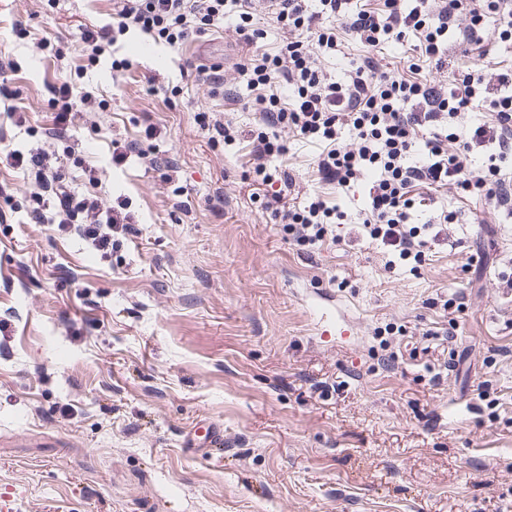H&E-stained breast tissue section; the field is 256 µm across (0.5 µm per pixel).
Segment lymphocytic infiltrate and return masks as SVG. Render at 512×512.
Listing matches in <instances>:
<instances>
[{
  "label": "lymphocytic infiltrate",
  "mask_w": 512,
  "mask_h": 512,
  "mask_svg": "<svg viewBox=\"0 0 512 512\" xmlns=\"http://www.w3.org/2000/svg\"><path fill=\"white\" fill-rule=\"evenodd\" d=\"M267 2L289 33L276 54L262 48L253 0H123L115 21L80 28L78 37L94 65L130 30L173 47L234 15L237 33L252 48L236 72L257 93L259 119L249 132L253 171L262 182L280 183L263 207L302 250L338 240L348 215L317 196L287 205L296 181L289 172L276 175L270 168L286 150L278 135L282 129L320 144L316 165L323 182L343 189L366 181V206L356 222L398 263L422 266L425 233L459 221L456 212L435 207L434 190L479 198L499 223L512 222V69L468 72L445 87L415 76L423 65L444 67L454 54L486 51L492 40L511 45L512 0H383L378 9L357 8L351 0ZM327 16L335 17L336 25H324ZM345 35L373 47L411 37L408 76L390 75L368 54L351 61L344 81L333 80L316 57L335 55ZM283 83L293 91L288 106L278 93ZM50 93L54 114L47 135L58 139L73 125L79 101L91 96H76L68 79ZM346 133L352 146L342 143ZM6 159L38 187L25 208L29 223L55 225L111 256L112 230L128 224L129 217L101 208L93 190L95 169L85 170L89 188L80 192L66 185L45 150L12 149ZM417 187L429 189V196L414 195Z\"/></svg>",
  "instance_id": "f902f5d3"
}]
</instances>
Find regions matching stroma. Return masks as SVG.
Listing matches in <instances>:
<instances>
[{"mask_svg": "<svg viewBox=\"0 0 512 512\" xmlns=\"http://www.w3.org/2000/svg\"><path fill=\"white\" fill-rule=\"evenodd\" d=\"M119 6L0 0V55L20 64L9 85L23 118L0 113V139L95 167L102 208L125 203L132 225L104 258L0 198V496L14 512H512V223L438 192L437 206L481 221L429 238L417 270L387 269L384 249L355 235L300 251L260 205L275 187L256 181L250 138L216 144L195 121L256 118L255 92L239 86L230 102L192 73L199 44L226 76L245 61L234 19L155 58L130 31L113 47L130 62L122 76L106 59L83 70L78 27ZM369 50L346 36L321 63L339 80ZM370 51L401 75L412 40ZM485 66H512V46L425 76L444 86ZM73 72L96 105L64 139L45 137L49 88ZM281 138L275 166L299 200L357 215L366 184L320 181L319 145ZM129 143L142 155L113 166ZM154 156L175 159L170 180ZM327 320L346 335L324 334ZM211 423L223 453L183 448Z\"/></svg>", "mask_w": 512, "mask_h": 512, "instance_id": "35a3bbf8", "label": "stroma"}]
</instances>
